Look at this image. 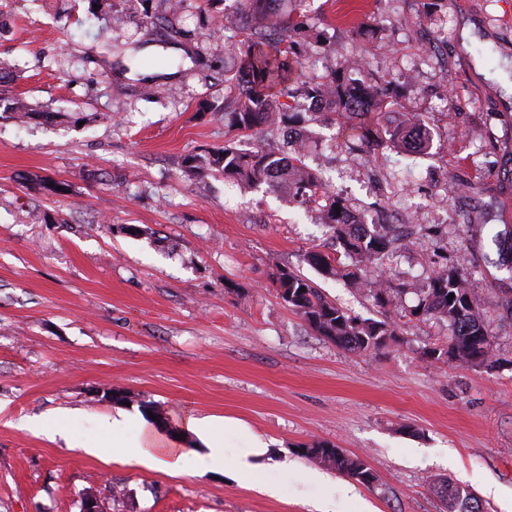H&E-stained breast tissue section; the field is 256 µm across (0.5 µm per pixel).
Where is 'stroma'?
Masks as SVG:
<instances>
[{
    "instance_id": "1",
    "label": "stroma",
    "mask_w": 512,
    "mask_h": 512,
    "mask_svg": "<svg viewBox=\"0 0 512 512\" xmlns=\"http://www.w3.org/2000/svg\"><path fill=\"white\" fill-rule=\"evenodd\" d=\"M166 6L112 0L107 23L92 0H0V66L18 75L0 93L37 111L23 124L0 116V512H80L87 492L106 512H317L341 475L302 454L315 441L377 477L339 512H441L433 478L507 512L512 272L498 267L494 237L512 226V96L498 81L512 75V0H305L292 34L310 77L374 34L370 67L396 91V111L422 115L431 150L349 152L348 126L328 112L311 126L308 163L356 211L405 224L384 276L475 268L503 361L494 370L422 360L420 346L448 341L440 322L398 318L399 344L353 355L288 309L272 283L279 267L352 315L380 316L303 263L311 248L336 250L314 209L221 176L181 179L188 154L227 139L224 59L238 14L233 0H183L171 36L146 26ZM113 386L133 399L127 419L104 397ZM143 401L173 429L190 415L246 423L268 444L257 480L85 449L103 419L116 417L120 437L150 425ZM286 459L314 479L282 475Z\"/></svg>"
}]
</instances>
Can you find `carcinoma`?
<instances>
[{"mask_svg": "<svg viewBox=\"0 0 512 512\" xmlns=\"http://www.w3.org/2000/svg\"><path fill=\"white\" fill-rule=\"evenodd\" d=\"M285 0H236L244 16L242 39L229 48V81L237 96L234 108L224 113L228 131L245 132L254 138L246 148L230 139L217 150L188 155L183 176L196 178L219 172L246 189H265L300 206L317 205L320 223L332 231L336 256L310 249L303 261L318 273L343 280L359 294L372 299L381 309V319H362L326 299L314 284L292 270L279 268L273 284L281 300L305 320L311 329L336 347L352 354H375L400 342L395 315L402 297L413 294L417 304L409 314L448 325L447 347L428 344L420 356L432 364L453 361L472 368L489 367L496 358L493 336L480 315L481 299L469 288L468 269L442 264L430 275L426 287L410 283L392 285L377 274L399 240L396 224L359 221L347 199L324 187L319 173L304 162L301 144L289 153H273L262 144L271 130L293 129L302 113L280 98L334 96L332 111L351 122L355 134L346 142L351 149L379 151L387 148L421 155L432 146V138L419 115L401 114L394 122L382 117L391 113L394 101L388 89L364 77L363 66L352 61L329 70L320 80L309 81L303 73L300 52L288 32L300 26ZM0 112L16 118L35 115L23 100L0 97ZM498 265L512 270V231L495 236ZM305 291H300V288ZM454 298H449V294ZM304 456L319 461L340 474L370 487L375 475L364 459L352 456L335 445L316 441L302 448ZM445 512H483L473 493L447 480H432Z\"/></svg>", "mask_w": 512, "mask_h": 512, "instance_id": "cac0c4a2", "label": "carcinoma"}]
</instances>
